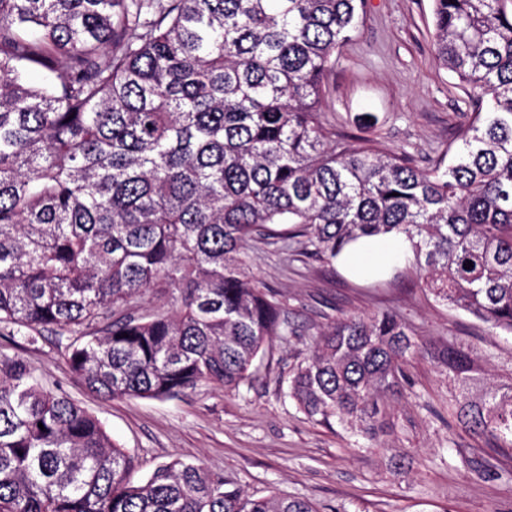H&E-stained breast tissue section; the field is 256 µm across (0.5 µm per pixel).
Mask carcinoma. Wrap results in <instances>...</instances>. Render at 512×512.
<instances>
[{"mask_svg": "<svg viewBox=\"0 0 512 512\" xmlns=\"http://www.w3.org/2000/svg\"><path fill=\"white\" fill-rule=\"evenodd\" d=\"M364 0H0V324L73 336L105 399L230 391L281 335L240 255L306 238L334 260L403 234L434 296L512 333V0H433L434 49L477 106L449 161L416 167L321 120L336 48ZM39 70L44 86L23 79ZM472 262L473 267L464 264ZM150 295L168 309L141 307ZM418 343L392 313L321 330L288 396L369 441ZM441 363L456 419L512 448V380ZM133 458L95 415L0 354V512H316L253 498L200 464Z\"/></svg>", "mask_w": 512, "mask_h": 512, "instance_id": "cac0c4a2", "label": "carcinoma"}]
</instances>
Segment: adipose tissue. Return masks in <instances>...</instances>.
Here are the masks:
<instances>
[{
	"label": "adipose tissue",
	"instance_id": "adipose-tissue-1",
	"mask_svg": "<svg viewBox=\"0 0 512 512\" xmlns=\"http://www.w3.org/2000/svg\"><path fill=\"white\" fill-rule=\"evenodd\" d=\"M411 255V243L401 234L385 238H363L342 253L340 261L348 269L363 275L380 273L387 266L405 261Z\"/></svg>",
	"mask_w": 512,
	"mask_h": 512
}]
</instances>
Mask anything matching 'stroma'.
Segmentation results:
<instances>
[{"mask_svg": "<svg viewBox=\"0 0 512 512\" xmlns=\"http://www.w3.org/2000/svg\"><path fill=\"white\" fill-rule=\"evenodd\" d=\"M375 123L362 128L364 115ZM472 107L441 68L432 41V0H367L358 32L328 74L322 121L336 136H357L411 155L419 166L454 156ZM245 272L281 305L282 336L265 347L236 391L202 384L166 400L101 399L69 368L68 336L0 328V352L21 357L51 389L98 416L137 461L135 478L160 463L201 464L257 497L310 501L317 512H512V450L495 448L455 420L457 391L440 357L469 348L488 383L512 379V335L442 303L415 259L363 280L309 257L304 238L250 240ZM397 314L420 349L409 384L391 402L377 441L315 424L287 395L288 381L316 334L337 318ZM406 457L396 470L393 456Z\"/></svg>", "mask_w": 512, "mask_h": 512, "instance_id": "1", "label": "stroma"}]
</instances>
